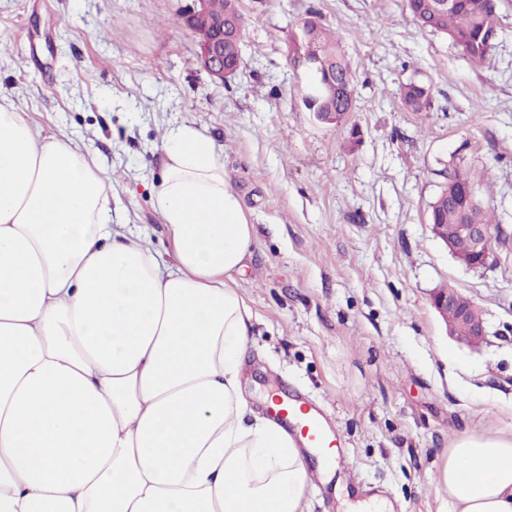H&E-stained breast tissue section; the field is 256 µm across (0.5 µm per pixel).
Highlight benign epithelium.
I'll return each mask as SVG.
<instances>
[{"label": "benign epithelium", "instance_id": "benign-epithelium-1", "mask_svg": "<svg viewBox=\"0 0 512 512\" xmlns=\"http://www.w3.org/2000/svg\"><path fill=\"white\" fill-rule=\"evenodd\" d=\"M197 7L185 14L188 26L196 30L198 18L209 17L206 34H198L197 59L201 70L211 79L220 82L231 77L238 65H229L224 58V45H239L242 37L241 23L231 28L224 25V11L213 9L216 0H195ZM303 62L308 71L304 97L315 101L317 85L327 76L324 61L319 56L305 55ZM431 231L448 252L461 264L471 269L486 267L493 257V228L484 224H433ZM432 307L443 319L448 335L471 347L481 345L486 336V326L481 310L472 302L461 303L450 288H437L431 296Z\"/></svg>", "mask_w": 512, "mask_h": 512}]
</instances>
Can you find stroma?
<instances>
[{"instance_id": "obj_1", "label": "stroma", "mask_w": 512, "mask_h": 512, "mask_svg": "<svg viewBox=\"0 0 512 512\" xmlns=\"http://www.w3.org/2000/svg\"><path fill=\"white\" fill-rule=\"evenodd\" d=\"M193 0H0V97L44 134L87 145L112 179L114 223L171 247L150 193L161 139L209 134L257 242L237 282L252 309L243 394L322 406L342 444L306 512L376 496L391 512H448L437 477L461 434L512 432V35L471 63L421 28L406 0H239L241 63L226 82L197 64L176 24ZM337 32L353 76L350 112L318 120L299 95L295 36ZM409 83L430 107L407 111ZM481 175L495 212L489 266L469 269L434 237L430 205L455 167ZM450 286L487 326L471 348L430 303Z\"/></svg>"}]
</instances>
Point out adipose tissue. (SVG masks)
Segmentation results:
<instances>
[{
  "label": "adipose tissue",
  "mask_w": 512,
  "mask_h": 512,
  "mask_svg": "<svg viewBox=\"0 0 512 512\" xmlns=\"http://www.w3.org/2000/svg\"><path fill=\"white\" fill-rule=\"evenodd\" d=\"M161 152L168 262L113 232L84 148L0 98V512H304L306 456L242 392L255 227L208 135ZM442 481L449 512H512V435L457 437Z\"/></svg>",
  "instance_id": "1"
}]
</instances>
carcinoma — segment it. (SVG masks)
I'll return each mask as SVG.
<instances>
[{"label": "carcinoma", "instance_id": "cac0c4a2", "mask_svg": "<svg viewBox=\"0 0 512 512\" xmlns=\"http://www.w3.org/2000/svg\"><path fill=\"white\" fill-rule=\"evenodd\" d=\"M407 8L422 28L448 36L475 63L485 62L495 47L491 38L500 40L506 35L495 10L487 8L482 0H453L447 9L441 7L440 0H407ZM308 24L316 49L343 76L337 92L352 97V77L338 39L323 26L311 20ZM402 102L412 112H425L430 106L429 91L422 85L410 83L402 91ZM463 182L476 186L475 176L468 171L455 169L448 173V184L431 204L429 218L437 224H458L464 219L470 224H493L489 207L478 195L469 197L461 191Z\"/></svg>", "mask_w": 512, "mask_h": 512}]
</instances>
